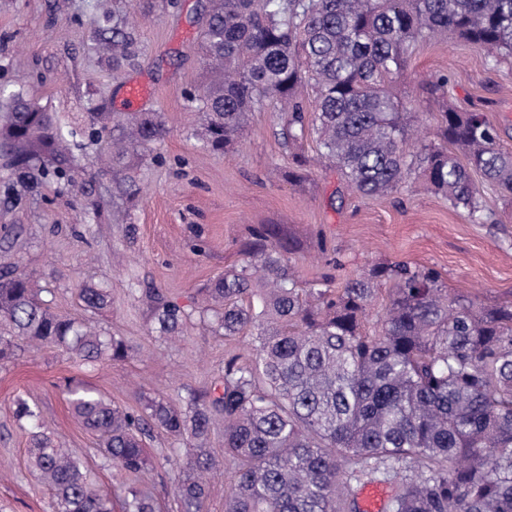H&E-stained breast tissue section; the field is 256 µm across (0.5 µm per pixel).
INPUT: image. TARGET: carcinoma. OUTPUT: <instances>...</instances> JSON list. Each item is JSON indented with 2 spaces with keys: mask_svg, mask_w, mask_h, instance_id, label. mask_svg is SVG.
Wrapping results in <instances>:
<instances>
[{
  "mask_svg": "<svg viewBox=\"0 0 512 512\" xmlns=\"http://www.w3.org/2000/svg\"><path fill=\"white\" fill-rule=\"evenodd\" d=\"M112 48V69L137 54L134 30L112 11L97 26ZM453 34L497 59L512 55V0H209L202 50L210 82L191 98L202 113L207 147L227 151L252 112L288 107L285 142L311 130L321 156L346 185L368 198L423 178L448 203L477 219L473 173L512 203V152L481 112L439 114L437 140L413 137L408 113L388 90L418 43ZM312 87L308 110L299 89ZM167 133L156 112H93L88 138L109 149L112 190L134 196L135 171ZM0 157L32 189L75 181L77 163L49 108L20 89L0 90ZM22 229L4 228L9 253ZM268 231L253 261L207 289L217 329L257 330L252 358L224 364L223 392L179 409L159 399L135 414L79 384L67 387L83 426L113 467L144 481L154 468L144 441L160 428L182 441L176 485L181 512H199L206 475L234 464L224 512H359L367 482L392 487L387 512H512V301L483 305L448 292L431 268L373 266L331 291L297 287L285 246ZM387 304L366 329L378 286ZM33 276L0 266V360L19 343L54 345L88 361L121 360L129 347L92 325L55 312ZM87 310L108 303L85 286ZM183 315L164 306L158 332L175 336ZM16 415L38 418L20 398ZM224 455L206 448L216 421ZM30 468L52 491V512H156L134 485L103 492L83 461L39 431Z\"/></svg>",
  "mask_w": 512,
  "mask_h": 512,
  "instance_id": "obj_1",
  "label": "carcinoma"
}]
</instances>
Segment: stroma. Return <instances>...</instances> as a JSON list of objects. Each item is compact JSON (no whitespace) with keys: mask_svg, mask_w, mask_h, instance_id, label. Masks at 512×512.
Listing matches in <instances>:
<instances>
[{"mask_svg":"<svg viewBox=\"0 0 512 512\" xmlns=\"http://www.w3.org/2000/svg\"><path fill=\"white\" fill-rule=\"evenodd\" d=\"M207 0H0V87L23 86L47 104L78 158L73 185L44 183L14 197L0 190V225L23 227V246L8 259L48 288L56 312L83 319L76 290L106 288L110 304L93 319L130 348L127 358L88 363L55 347L22 349L0 361V512H51V495L27 464L28 429L16 418L18 398L35 397L43 431L80 456L102 487L122 477L74 415L66 385L84 383L112 404L142 413L164 397L187 406L198 393L218 395L227 359L248 358L254 330L225 338L202 309L205 288L249 261L263 228L292 243L288 255L301 282L329 277L333 286L382 262L403 261L439 272L448 289L492 304L512 300V204L482 187L483 218L452 208L419 181L399 191L363 198L347 190L335 169L318 159L315 135L292 148L283 120L271 109L254 112L241 141L228 153L208 151L189 97L205 71L197 37ZM130 10L138 55L120 71L102 60L97 21ZM444 75L447 85L430 93ZM150 87L146 110L160 112L168 132L142 165L133 200L113 197L99 171L96 146L85 134L96 110L125 111L124 87ZM393 90L433 136L438 112L484 113L512 149V58L492 63L455 38L419 43ZM307 164L289 179L293 155ZM92 187L98 209L82 193ZM184 314L179 340L156 330L158 308ZM178 442L155 431L147 446L155 469L147 488L160 512H179V471L166 457Z\"/></svg>","mask_w":512,"mask_h":512,"instance_id":"obj_1","label":"stroma"}]
</instances>
